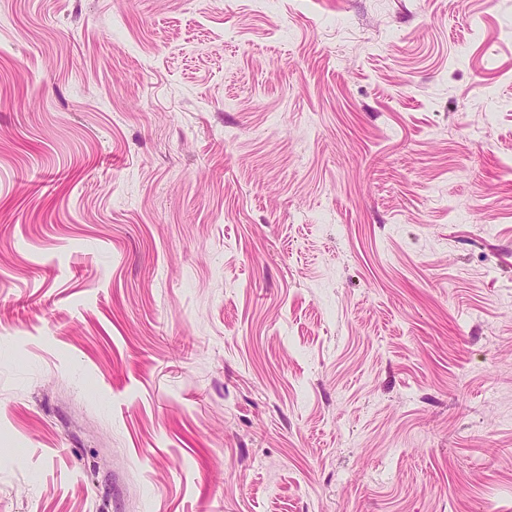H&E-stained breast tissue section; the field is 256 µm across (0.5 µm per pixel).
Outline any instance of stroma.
Returning <instances> with one entry per match:
<instances>
[{
    "label": "stroma",
    "instance_id": "35a3bbf8",
    "mask_svg": "<svg viewBox=\"0 0 512 512\" xmlns=\"http://www.w3.org/2000/svg\"><path fill=\"white\" fill-rule=\"evenodd\" d=\"M0 512H512V0H0Z\"/></svg>",
    "mask_w": 512,
    "mask_h": 512
}]
</instances>
